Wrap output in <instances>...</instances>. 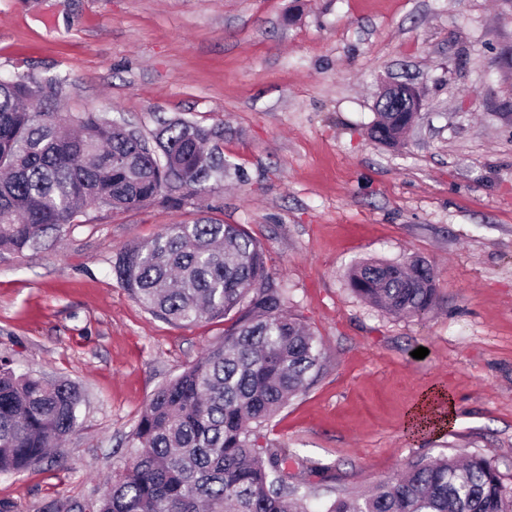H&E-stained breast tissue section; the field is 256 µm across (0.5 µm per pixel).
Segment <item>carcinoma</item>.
I'll use <instances>...</instances> for the list:
<instances>
[{"label": "carcinoma", "mask_w": 512, "mask_h": 512, "mask_svg": "<svg viewBox=\"0 0 512 512\" xmlns=\"http://www.w3.org/2000/svg\"><path fill=\"white\" fill-rule=\"evenodd\" d=\"M60 76L0 81V257L56 244L88 209L179 208L230 175L220 126L159 122L146 136L100 112L64 116ZM407 112H379L374 140L397 145ZM423 260L365 261L349 283L397 316L435 305ZM120 285L153 315L191 327L234 314L223 340L162 385L142 412L131 462L105 481L94 512H307L289 481L297 460L258 444L256 429L314 380L321 341L288 312L261 245L240 224H166L112 256ZM80 390L18 374L0 357V473L49 459L77 423ZM327 512H512L494 460L417 459L369 491L340 493Z\"/></svg>", "instance_id": "cac0c4a2"}]
</instances>
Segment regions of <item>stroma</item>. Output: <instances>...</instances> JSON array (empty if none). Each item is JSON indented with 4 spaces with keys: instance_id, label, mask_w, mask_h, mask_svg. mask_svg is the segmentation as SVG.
<instances>
[{
    "instance_id": "35a3bbf8",
    "label": "stroma",
    "mask_w": 512,
    "mask_h": 512,
    "mask_svg": "<svg viewBox=\"0 0 512 512\" xmlns=\"http://www.w3.org/2000/svg\"><path fill=\"white\" fill-rule=\"evenodd\" d=\"M67 80L61 110L224 129L240 174L201 204L87 210L52 249L0 259V355L84 402L56 458L0 475V512H86L128 461L153 393L224 336L148 312L113 253L164 224L243 225L320 337L316 381L259 431L296 456L311 512L413 460L493 459L512 479V5L506 0H0V76ZM423 109L404 146L374 141L381 87ZM420 258L436 305L395 316L358 297L361 260ZM425 347V358H413ZM456 420L409 434L425 392Z\"/></svg>"
}]
</instances>
